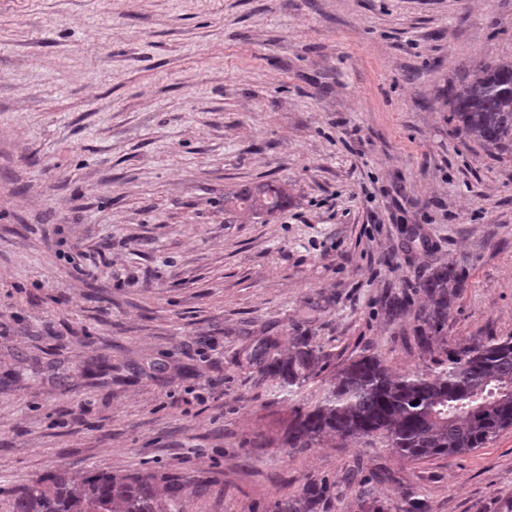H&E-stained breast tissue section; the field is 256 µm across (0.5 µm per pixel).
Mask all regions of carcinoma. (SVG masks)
<instances>
[{"label":"carcinoma","instance_id":"carcinoma-1","mask_svg":"<svg viewBox=\"0 0 512 512\" xmlns=\"http://www.w3.org/2000/svg\"><path fill=\"white\" fill-rule=\"evenodd\" d=\"M448 122L486 147L512 145V60L477 64L452 93ZM292 203L288 185L268 179L224 196V212L269 221ZM464 287V271L450 261L419 282L428 299L418 326L423 352L433 353L432 339L448 325ZM445 355L438 371L401 374L377 355L360 356L335 372L314 406L295 409L281 445L302 451L345 440L378 441L412 462L484 447L512 427V336L459 345ZM243 357L288 389L322 373L327 359L311 336L297 338L294 350L282 355L266 327ZM209 484L206 477L151 472L51 475L16 492L12 512H180L177 497L185 487L200 494ZM322 497V487L311 484L279 512H319Z\"/></svg>","mask_w":512,"mask_h":512}]
</instances>
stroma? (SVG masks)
<instances>
[{
	"mask_svg": "<svg viewBox=\"0 0 512 512\" xmlns=\"http://www.w3.org/2000/svg\"><path fill=\"white\" fill-rule=\"evenodd\" d=\"M499 59L512 0H0V512L90 470L211 478L183 512H278L309 483L321 512H501L512 428L419 462L273 441L360 355L433 367L440 263L467 281L439 344L512 334V147L448 122ZM268 177L288 212L225 215ZM264 325L327 370L289 391L239 364ZM466 286L464 271L453 262H443L419 282V288L428 299V306L420 316L418 336L423 352L433 353V336H439L448 324L454 303Z\"/></svg>",
	"mask_w": 512,
	"mask_h": 512,
	"instance_id": "1",
	"label": "stroma"
}]
</instances>
